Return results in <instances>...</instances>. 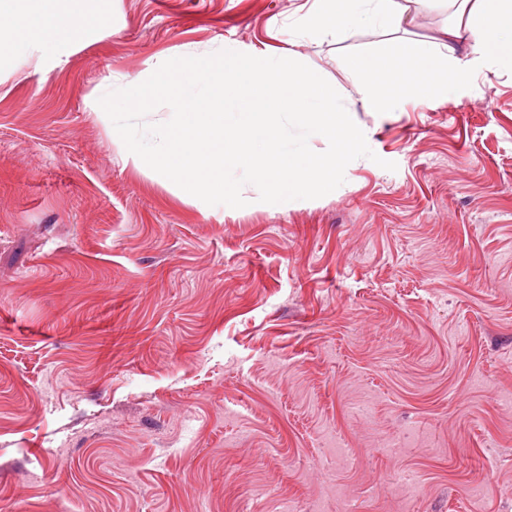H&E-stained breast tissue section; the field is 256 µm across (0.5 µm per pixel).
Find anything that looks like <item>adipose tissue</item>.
I'll use <instances>...</instances> for the list:
<instances>
[{"label":"adipose tissue","instance_id":"obj_1","mask_svg":"<svg viewBox=\"0 0 512 512\" xmlns=\"http://www.w3.org/2000/svg\"><path fill=\"white\" fill-rule=\"evenodd\" d=\"M76 0H0V13L13 23L11 38L0 41V68L13 60L38 55L62 62L72 49L78 28L93 27L112 17V0H93L94 13L80 18ZM422 0H315L301 21L303 32L315 37L350 34L363 28L400 31L410 25ZM450 15L442 40L419 44L418 58L444 69L469 70L489 64L512 72V0H448ZM364 111H393L399 97H419L413 85L400 94L386 92L371 78L356 86Z\"/></svg>","mask_w":512,"mask_h":512}]
</instances>
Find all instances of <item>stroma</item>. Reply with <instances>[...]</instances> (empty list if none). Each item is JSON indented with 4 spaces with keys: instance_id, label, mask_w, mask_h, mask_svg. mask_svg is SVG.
Segmentation results:
<instances>
[{
    "instance_id": "35a3bbf8",
    "label": "stroma",
    "mask_w": 512,
    "mask_h": 512,
    "mask_svg": "<svg viewBox=\"0 0 512 512\" xmlns=\"http://www.w3.org/2000/svg\"><path fill=\"white\" fill-rule=\"evenodd\" d=\"M308 7L115 0L0 71V512H512V73L353 105L373 158L281 211L133 166L87 98L222 49L349 89L448 16ZM425 0H315L301 21L302 31L315 37L350 34L363 28L406 30Z\"/></svg>"
}]
</instances>
